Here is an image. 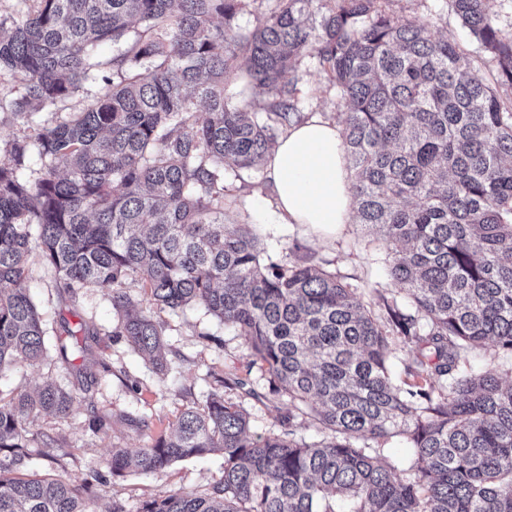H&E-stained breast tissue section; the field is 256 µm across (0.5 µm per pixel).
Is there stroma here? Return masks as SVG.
<instances>
[{"label":"stroma","instance_id":"1","mask_svg":"<svg viewBox=\"0 0 512 512\" xmlns=\"http://www.w3.org/2000/svg\"><path fill=\"white\" fill-rule=\"evenodd\" d=\"M387 10L401 18L432 17L435 36L462 40L466 32L448 8V0H388ZM297 96L302 119L321 118L341 122L344 106L324 72L314 61H305L298 73ZM237 202L224 211L228 224H250L258 236L265 263L291 265L310 258L357 288L361 300L372 311H380L379 296H395L397 289L385 266L387 247L360 224L350 223L330 231L304 224H284L278 217L267 186L265 169L242 178L226 173ZM26 287L42 315L47 352L33 366H23L0 375V397L8 399L35 390L50 381L74 393L69 414H42L26 424L29 447L34 456L26 472H38L79 488L95 481L101 461L115 448L136 451L147 438L127 426L122 416L132 413L147 418L154 430H171L186 405L204 400L217 379L230 380L224 396L242 404L250 417L252 433L266 435L281 428L288 400L272 395L259 366L236 332L225 329L200 306L181 310H155L165 327L168 367L158 372L123 339L111 336L118 317L112 301L97 288H84L76 299L55 288L53 276L39 257L31 259ZM66 343L67 356L58 345ZM87 367L97 381L78 384L76 370ZM250 378L257 391L250 397L235 387L238 378ZM109 417L110 423L92 430V414ZM224 458L210 453L172 464L152 474L131 473L108 479L91 502L93 512H110L113 504L136 512L142 501L184 490L201 493L223 476Z\"/></svg>","mask_w":512,"mask_h":512}]
</instances>
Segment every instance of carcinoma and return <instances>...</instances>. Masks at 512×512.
Returning <instances> with one entry per match:
<instances>
[{"instance_id": "obj_1", "label": "carcinoma", "mask_w": 512, "mask_h": 512, "mask_svg": "<svg viewBox=\"0 0 512 512\" xmlns=\"http://www.w3.org/2000/svg\"><path fill=\"white\" fill-rule=\"evenodd\" d=\"M31 2L0 17V70L24 82L0 110L59 120L0 159V373L45 356L40 313L20 288L36 250L70 297L88 286L110 295L112 335L156 369L163 327L137 308L131 278L156 308L199 305L236 330L288 398L280 432L265 436L218 389L169 432L125 416L148 444L112 449L101 468L113 477L224 455L209 490L173 491L139 512H512V382L473 362L489 344L512 354V97L500 93L512 88V38L491 0H448L474 49L380 0H273L251 30L234 24L242 0ZM121 39V53L96 60L99 44ZM483 52L497 64L486 82L467 76ZM242 54L268 98L264 117L226 94ZM306 58L345 107L356 223L383 237L404 292L383 300L382 318L315 263H264L253 225L224 223L236 203L224 171L240 178L261 164L273 125L298 117L284 77ZM90 79L107 92L61 113ZM393 340L413 354L402 381ZM73 402L53 383L0 398V512H92L62 480L15 474L25 422ZM298 414L320 440L296 437ZM394 436L414 450L406 477L364 445Z\"/></svg>"}]
</instances>
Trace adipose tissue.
Instances as JSON below:
<instances>
[{
  "mask_svg": "<svg viewBox=\"0 0 512 512\" xmlns=\"http://www.w3.org/2000/svg\"><path fill=\"white\" fill-rule=\"evenodd\" d=\"M264 167L282 223L336 227L353 217L342 130L311 119L290 125Z\"/></svg>",
  "mask_w": 512,
  "mask_h": 512,
  "instance_id": "adipose-tissue-1",
  "label": "adipose tissue"
}]
</instances>
